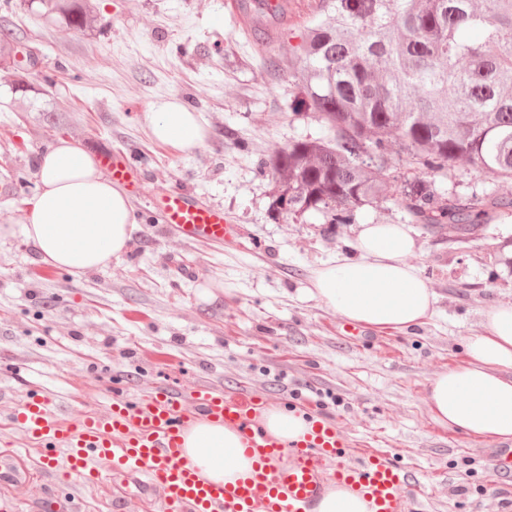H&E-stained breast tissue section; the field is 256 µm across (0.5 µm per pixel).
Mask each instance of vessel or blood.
<instances>
[{
	"label": "vessel or blood",
	"instance_id": "b4317fda",
	"mask_svg": "<svg viewBox=\"0 0 512 512\" xmlns=\"http://www.w3.org/2000/svg\"><path fill=\"white\" fill-rule=\"evenodd\" d=\"M224 8L238 29H262L261 46L280 41L296 13L288 0H225ZM101 166L114 184L137 191L139 179L127 156L97 148ZM161 219L189 240L216 241L237 236L220 210L181 190L164 192ZM263 399L231 394L197 383L181 389L157 386L131 395L117 393L106 414L59 406L51 397L27 392L13 415L14 425L42 450L26 461L17 449L0 448V512H18L29 504V488L41 475L63 472L95 481V463L107 459L115 474L136 477L139 512H314L329 481L341 480L368 497L372 512H411V475L392 459L366 455L350 461L351 445L340 423L315 409H304L309 430L296 443L284 445L255 420ZM235 430L253 472L225 484L202 479L188 462L184 436L199 418ZM67 450V468L55 465L57 448ZM494 474L512 485V449L494 453Z\"/></svg>",
	"mask_w": 512,
	"mask_h": 512
}]
</instances>
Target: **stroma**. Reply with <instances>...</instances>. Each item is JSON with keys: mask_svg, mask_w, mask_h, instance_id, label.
I'll list each match as a JSON object with an SVG mask.
<instances>
[{"mask_svg": "<svg viewBox=\"0 0 512 512\" xmlns=\"http://www.w3.org/2000/svg\"><path fill=\"white\" fill-rule=\"evenodd\" d=\"M89 15L93 29L76 32L45 24L26 0H0V29L29 56L33 88L12 93L17 75L0 62V220L25 223L39 184L35 158L57 140L105 141L140 173L128 247L101 270L54 268L19 234L0 242V446L24 448L9 416L30 390L101 411L117 386L204 382L330 414L359 451L390 454L413 471L423 512H512V493L494 481L496 442L439 424L428 404L435 376L467 365L485 310L512 304V215L467 242L410 224L411 262L437 296L432 317L346 338L343 317L310 294L315 270L354 256L360 225L409 222L392 197L355 209L347 224L271 211L262 160L324 133L298 109L287 70L263 62H287L288 44L258 50L225 17L224 0H93ZM171 98L199 114L198 146L154 140L144 114ZM36 102L61 109L36 112ZM431 180L446 198L496 186L466 163ZM169 188L223 210L240 235L179 237L153 204ZM48 497L106 512L77 475L43 479L33 499Z\"/></svg>", "mask_w": 512, "mask_h": 512, "instance_id": "35a3bbf8", "label": "stroma"}]
</instances>
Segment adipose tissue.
<instances>
[{
	"instance_id": "1",
	"label": "adipose tissue",
	"mask_w": 512,
	"mask_h": 512,
	"mask_svg": "<svg viewBox=\"0 0 512 512\" xmlns=\"http://www.w3.org/2000/svg\"><path fill=\"white\" fill-rule=\"evenodd\" d=\"M145 119L153 136L183 149L202 143L205 129L177 100L155 105ZM39 190L21 228L0 226V240L22 235L47 264L79 274L107 266L130 239L134 215L126 192L113 185L96 158L65 139L38 159ZM358 255L317 269L311 294L349 321L407 330L430 317L435 294L410 264L416 241L404 224L361 225ZM485 330L467 343L469 363L430 383V409L465 435L512 442V304L490 306ZM238 433L199 421L186 437V455L200 476L229 483L253 461L240 453Z\"/></svg>"
}]
</instances>
